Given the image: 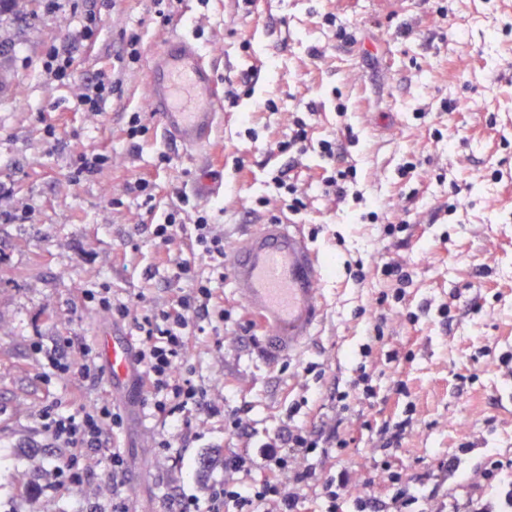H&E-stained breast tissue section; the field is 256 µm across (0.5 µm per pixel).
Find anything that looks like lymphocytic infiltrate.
<instances>
[{"mask_svg":"<svg viewBox=\"0 0 512 512\" xmlns=\"http://www.w3.org/2000/svg\"><path fill=\"white\" fill-rule=\"evenodd\" d=\"M306 116H294L283 137L273 138L274 150L297 165L309 150H317L322 163L314 181L327 194L362 203L355 190L357 169L346 163L335 136L312 141ZM190 204L186 194L165 214L162 222L137 225L148 234L157 263L171 270L174 278L186 281L185 289L154 303L145 296L134 300L115 298L110 289L84 290L82 300L115 320L130 321L137 336L134 352L137 382L157 425L158 448L172 456L175 442L192 439V421L201 414L223 417L227 430L250 435V425L240 411H224L212 399V387L198 381L191 361V341L204 331L220 332L231 313L224 306V236L217 232L209 212H197L193 222L183 220ZM188 240L187 256L172 257L171 247ZM385 316L376 317L362 348L363 360L347 388L332 384L328 396L338 410L348 412L352 403L375 404L378 393L366 360L373 345L384 338ZM70 342L51 344L37 340L31 351L50 376L57 379L98 383L102 370L98 355L81 344L71 356ZM69 409L49 404L42 408L38 430L53 453L50 470L59 484L80 485L89 476L88 452L104 455L112 474L109 512H129L125 496V462L115 446L123 417L106 399L87 404L73 394ZM349 442L342 422L316 421L309 424L286 417L263 442L254 448L224 451V477L208 486L206 498L178 493L170 496L167 512H341L351 502L353 512H512V459L497 452L486 453L477 481L471 482L466 499L440 495L457 457L440 460L433 477L436 488L403 480L391 461L381 462L374 489L357 491L350 467H333V459L346 457Z\"/></svg>","mask_w":512,"mask_h":512,"instance_id":"f902f5d3","label":"lymphocytic infiltrate"}]
</instances>
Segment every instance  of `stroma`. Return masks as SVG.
<instances>
[{
	"mask_svg": "<svg viewBox=\"0 0 512 512\" xmlns=\"http://www.w3.org/2000/svg\"><path fill=\"white\" fill-rule=\"evenodd\" d=\"M89 7L88 0H16L0 15V182L10 189L0 200V512H77L84 502L109 496L112 475L103 459L91 460L84 484L52 489L43 482L48 450L37 434L38 414L52 401L69 406L75 390L87 404L111 399L125 416L118 444L131 512H165L174 491L196 492L223 478L220 464L201 474L173 466L155 446L156 423L143 403L127 401L122 385L42 382L30 345L66 337L87 343L108 327L133 336L130 322L82 308L81 293L105 285L122 300L140 293L156 299L176 287L164 269L146 282L154 247L136 225L163 219L183 192L191 205L212 212L225 248H232L254 225L282 216L266 180L269 171L284 168L310 200L298 222L317 231L315 244L327 259L324 322L283 365L264 362L237 325L225 328L220 348L204 332L192 345L198 375L220 388L226 410L248 408L256 438L292 408L298 422H334L336 407L323 398L324 383L335 379L345 387L353 375L369 317L387 287L373 263L380 255L406 264L413 282L405 307L388 312L385 337L373 347L375 385L387 408L358 405L347 427L358 484L376 477L377 428L401 417L410 402L420 424L402 442L403 478L469 448L512 456V370L474 359L483 346L497 357L512 354V33L503 30L512 22V0H255L250 7L243 0H209L204 7L182 0L180 20L209 48L221 82L261 69L253 97L224 110L206 156L161 141L143 98L145 65L121 60L125 35L139 34L149 51L166 34L153 0H101L94 6L100 25L88 41L75 43ZM326 12L353 33V43L335 42L322 23ZM70 43V80L50 82L42 71L46 53ZM315 48L321 57H312ZM100 71L118 78L121 91L90 112L77 96L83 79ZM267 98L276 100L278 112L263 111ZM446 100L458 103L448 115L441 111ZM310 102L317 106L310 118L315 136L332 132L342 141L355 135L348 159L357 166L359 189L380 205V223H357L345 203L312 185L317 153L292 169L266 139L242 133L247 117L256 129L283 136L292 113ZM340 103L347 107L342 116ZM126 112L145 116L147 131L135 152L123 133ZM421 112L426 120H418ZM48 126L54 138L45 136ZM434 128L441 138L431 136ZM82 151L106 153L111 163L75 184L68 166ZM163 153L171 165L160 163ZM216 155L228 163L244 159L249 183L225 182L217 198L194 195V183ZM412 159L418 167L408 181L398 170ZM135 173L155 182V210L126 192ZM116 198L121 207H113ZM402 221L406 232L383 236V225ZM445 232L450 238L443 245ZM358 260L366 274L360 283L345 270ZM428 303L448 304L451 323L425 312ZM361 307L362 317L356 314ZM409 311L418 313L417 325L406 324ZM310 363L324 368V378L304 374ZM399 380L409 396L394 394ZM193 430L197 440L182 451L188 460L245 445L219 417Z\"/></svg>",
	"mask_w": 512,
	"mask_h": 512,
	"instance_id": "35a3bbf8",
	"label": "stroma"
}]
</instances>
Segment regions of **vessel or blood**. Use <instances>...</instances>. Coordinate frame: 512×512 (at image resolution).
Wrapping results in <instances>:
<instances>
[{"label": "vessel or blood", "instance_id": "vessel-or-blood-1", "mask_svg": "<svg viewBox=\"0 0 512 512\" xmlns=\"http://www.w3.org/2000/svg\"><path fill=\"white\" fill-rule=\"evenodd\" d=\"M209 52L189 29L172 32L151 52L145 97L159 115L165 140L193 151L208 147L222 110V87ZM230 278L238 301L263 330L267 359L290 356L324 315L322 254L301 225L272 219L257 225L235 250ZM110 382L132 372L127 338L110 332L100 340Z\"/></svg>", "mask_w": 512, "mask_h": 512}]
</instances>
